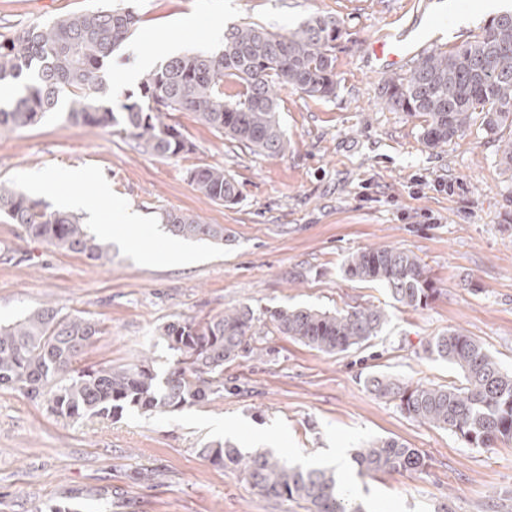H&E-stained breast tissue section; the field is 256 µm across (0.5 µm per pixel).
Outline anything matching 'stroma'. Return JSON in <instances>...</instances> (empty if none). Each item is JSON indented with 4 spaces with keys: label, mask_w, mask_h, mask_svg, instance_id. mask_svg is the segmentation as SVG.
Here are the masks:
<instances>
[{
    "label": "stroma",
    "mask_w": 512,
    "mask_h": 512,
    "mask_svg": "<svg viewBox=\"0 0 512 512\" xmlns=\"http://www.w3.org/2000/svg\"><path fill=\"white\" fill-rule=\"evenodd\" d=\"M128 8L140 19L113 54V79L153 43L178 36L179 52L213 51V25L256 23L287 32L309 15L338 17L336 95L316 99L282 90L279 119L288 148L258 154L197 120L174 115L192 153L161 158L124 132L69 122L66 102L39 123L0 137V181L56 209L62 194L86 192L107 178L113 196L161 219L192 214L224 227V240H192L188 265L150 264L137 254L165 239L138 231L108 246V260L61 252L0 217V323L52 305L96 320L101 334L76 370L132 365L149 357L166 374L174 355L159 330L174 318L200 320L250 306L267 352L224 366V395L179 411L123 413L77 421L46 403L0 389V512H307L304 503L270 499L239 471L200 453L229 440L250 453L287 457L300 449L316 465L324 451L346 452L392 438L424 456V471L360 476L365 512H512V440L474 448L454 433L418 423L365 383L383 374L409 384L459 381L447 363L427 358L432 336L453 328L481 342L512 371V170L480 127L432 149L421 117L389 109L391 77L373 45L404 29L430 30L435 45L470 40L489 19L481 0H0V40L70 13ZM467 12L454 28L438 16ZM212 165L238 184L237 203L212 201L188 169ZM79 172L80 182L68 180ZM59 177L56 191L34 174ZM413 252L428 267L437 299L402 306L378 283L345 277L347 258L370 246ZM375 305L388 321L367 345L325 354L278 335L268 317L280 307L340 311Z\"/></svg>",
    "instance_id": "stroma-1"
}]
</instances>
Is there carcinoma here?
<instances>
[{"instance_id": "cac0c4a2", "label": "carcinoma", "mask_w": 512, "mask_h": 512, "mask_svg": "<svg viewBox=\"0 0 512 512\" xmlns=\"http://www.w3.org/2000/svg\"><path fill=\"white\" fill-rule=\"evenodd\" d=\"M138 22L127 8L72 13L0 41V85L20 86L16 99L0 107V136L39 123L67 96L68 121L91 129L118 127L152 155L193 152L194 144L172 122L174 112H192L227 139L273 155L288 149L276 116L281 90L290 87L320 99L336 95L334 49L342 22L315 15L285 34L252 23L233 26L224 32V48L174 56L148 72L139 94L117 114L102 99V73ZM226 77L242 86L234 102L224 100ZM383 94L391 109L425 118L427 146L462 137L478 123L497 137L500 162L512 169V137L498 135L512 125V11L493 16L470 41L425 53L391 79ZM187 175L212 201L232 204L239 196L236 182L220 167L198 166ZM0 215L58 250L95 261L107 257L76 216L50 210L1 181ZM164 222L175 237L224 241V226L201 224L183 212L166 213ZM343 272L384 285L396 302L414 309L428 307L439 294L416 255L390 246L350 255ZM269 321L279 335L335 354L378 336L387 313L373 305L335 313L283 307L271 311ZM100 333L95 321L49 305L0 325V388L44 401L54 416L65 419L115 418L127 411L164 414L223 396L224 363L255 354L263 342L254 330L252 309L233 306L208 319H174L162 327L161 337L175 357L163 377L145 360L74 373L73 363ZM424 353L454 368L461 384L410 386L373 374L367 379L371 391L399 401L409 418L448 430L476 448L511 441L512 372L502 370L481 342L459 329L429 339ZM201 453L214 466L240 471L266 497L301 500L311 505L310 512H363L346 496L333 469L294 467L269 452L244 454L229 442L207 444ZM353 461L365 475L412 473L424 466L416 449L394 439L357 449Z\"/></svg>"}]
</instances>
